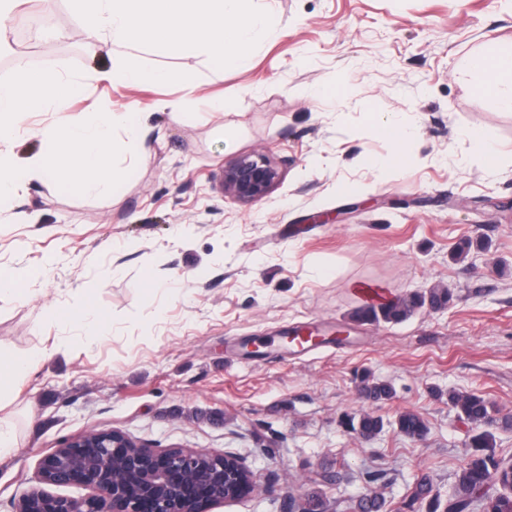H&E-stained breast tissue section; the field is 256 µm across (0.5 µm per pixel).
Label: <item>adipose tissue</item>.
Listing matches in <instances>:
<instances>
[{"label":"adipose tissue","instance_id":"ef3b65f1","mask_svg":"<svg viewBox=\"0 0 512 512\" xmlns=\"http://www.w3.org/2000/svg\"><path fill=\"white\" fill-rule=\"evenodd\" d=\"M251 0H68L96 51L109 57L108 68L94 71L98 82L113 85L194 84L188 75L150 70L129 62L121 48L159 45L171 53L194 51L213 68L225 62L246 66L256 36L274 28L273 15H258ZM473 88L482 96L512 109V52L478 55L468 63ZM84 88L82 82L52 69L31 71L25 61L16 75L0 80V146L12 141L28 113L69 101ZM122 129L130 145L144 148L151 131L137 113L100 109L66 116L41 132L42 146L24 162L0 149V199L15 198L31 180L76 186L88 196L110 195L123 172L113 165V132Z\"/></svg>","mask_w":512,"mask_h":512}]
</instances>
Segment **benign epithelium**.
Instances as JSON below:
<instances>
[{"label":"benign epithelium","mask_w":512,"mask_h":512,"mask_svg":"<svg viewBox=\"0 0 512 512\" xmlns=\"http://www.w3.org/2000/svg\"><path fill=\"white\" fill-rule=\"evenodd\" d=\"M281 181L265 154L249 152L224 167V195L240 203L268 197ZM36 485L13 500V512H210L253 491L255 479L229 452L159 451L119 430L92 431L63 441L37 464ZM75 486L80 496L51 487Z\"/></svg>","instance_id":"7a95c632"}]
</instances>
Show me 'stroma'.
<instances>
[{
	"label": "stroma",
	"instance_id": "obj_1",
	"mask_svg": "<svg viewBox=\"0 0 512 512\" xmlns=\"http://www.w3.org/2000/svg\"><path fill=\"white\" fill-rule=\"evenodd\" d=\"M273 11L251 63L210 69L203 56L134 45V63L192 76L176 85L90 81L93 55L67 0H24L8 20L0 80L15 55L35 70L86 79L61 112L30 113L6 148L27 157L60 113L139 112L164 142L133 150L115 130L127 175L105 198L38 180L0 203V269H29L26 302L0 299V346L49 350L0 393V426L17 441L0 462V512H12L39 458L65 439L116 429L148 448L231 452L256 480L212 512H289L320 492L329 512L366 494L387 512H429L468 460L477 426L452 393H476L497 422L496 456L512 462V111L474 92V53L512 51V0H254ZM227 103L224 111L207 101ZM163 101L179 103L171 121ZM415 126L403 164L381 121ZM498 149L496 169L470 140ZM280 168L267 197L241 204L220 177L239 153ZM357 186L346 196L341 185ZM34 212L38 221L15 220ZM376 289L392 301L447 288V308L400 322L362 321ZM109 320L88 344L85 301ZM304 324L316 345L283 347ZM392 387L373 403L362 375ZM419 414L422 438L396 428ZM370 414L365 438L352 421ZM428 479L429 498L414 497Z\"/></svg>",
	"mask_w": 512,
	"mask_h": 512
}]
</instances>
